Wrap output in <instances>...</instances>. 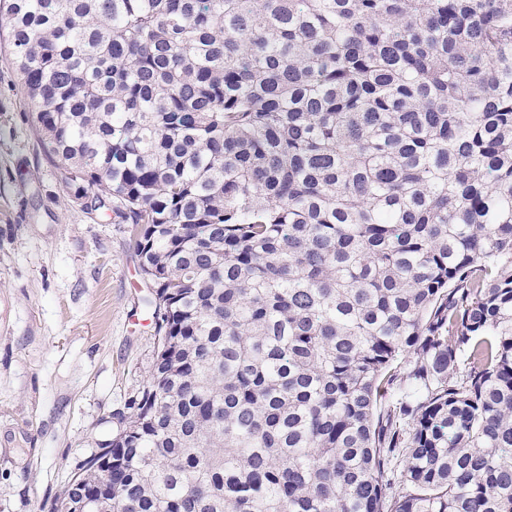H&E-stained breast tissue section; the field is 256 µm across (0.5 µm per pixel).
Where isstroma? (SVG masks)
Instances as JSON below:
<instances>
[{"mask_svg":"<svg viewBox=\"0 0 512 512\" xmlns=\"http://www.w3.org/2000/svg\"><path fill=\"white\" fill-rule=\"evenodd\" d=\"M128 224L73 203L0 35V512H53L149 377Z\"/></svg>","mask_w":512,"mask_h":512,"instance_id":"obj_1","label":"stroma"}]
</instances>
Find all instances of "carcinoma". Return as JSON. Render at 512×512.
Listing matches in <instances>:
<instances>
[{"instance_id": "obj_1", "label": "carcinoma", "mask_w": 512, "mask_h": 512, "mask_svg": "<svg viewBox=\"0 0 512 512\" xmlns=\"http://www.w3.org/2000/svg\"><path fill=\"white\" fill-rule=\"evenodd\" d=\"M0 30L153 309L54 512H512V0H7Z\"/></svg>"}]
</instances>
